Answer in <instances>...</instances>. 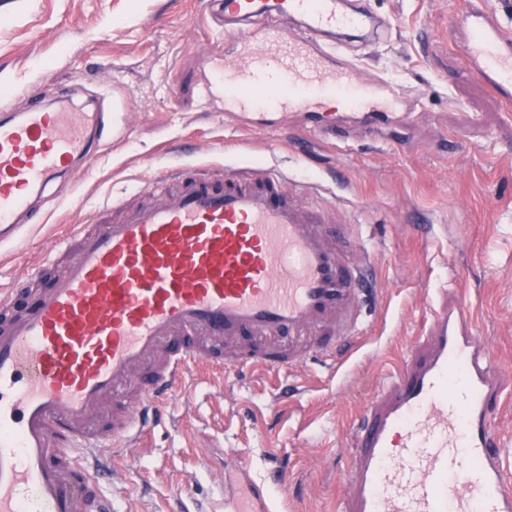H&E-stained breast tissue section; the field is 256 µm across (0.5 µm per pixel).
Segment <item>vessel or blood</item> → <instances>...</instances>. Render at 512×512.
<instances>
[{
	"mask_svg": "<svg viewBox=\"0 0 512 512\" xmlns=\"http://www.w3.org/2000/svg\"><path fill=\"white\" fill-rule=\"evenodd\" d=\"M226 49L205 94L249 117L258 96L316 116L326 95L364 134L388 128L401 101L391 81H362L337 35L373 24L343 0H224ZM450 23L465 61L512 101V31L477 5ZM102 113L28 92L0 105V242L38 218L33 201L90 159L109 134ZM176 194L66 237L78 256L24 308L0 296V512H113L101 490L113 456L137 447L164 402L202 365L287 372L308 358L335 363L362 322L370 252L349 257L332 211L303 205L313 184L269 166H230L214 180L170 171ZM429 344L382 389L351 439L349 499L338 512H512L492 430L495 366L471 306L442 303ZM135 401L104 423L101 401ZM249 507L272 512L246 467L230 476Z\"/></svg>",
	"mask_w": 512,
	"mask_h": 512,
	"instance_id": "vessel-or-blood-1",
	"label": "vessel or blood"
}]
</instances>
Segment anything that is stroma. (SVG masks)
I'll list each match as a JSON object with an SVG mask.
<instances>
[{"label": "stroma", "instance_id": "stroma-1", "mask_svg": "<svg viewBox=\"0 0 512 512\" xmlns=\"http://www.w3.org/2000/svg\"><path fill=\"white\" fill-rule=\"evenodd\" d=\"M467 0H369L386 24L345 51L363 77L391 79L412 117L386 138L324 140L308 120L258 113L252 127L201 93L204 65L224 54L216 0H0V91L44 85L124 128L39 205L43 223L0 243V292L56 256L77 224L141 204L172 166L219 176L261 164L320 185L317 206L365 225L377 298L335 367L290 372L198 368L167 402L168 425L114 459L102 490L116 512H224L235 461L275 493V512H336L347 490L351 434L362 411L419 353L435 306L466 298L503 392L491 421L512 473V107L463 62L448 18ZM126 97L113 113L112 98Z\"/></svg>", "mask_w": 512, "mask_h": 512}]
</instances>
